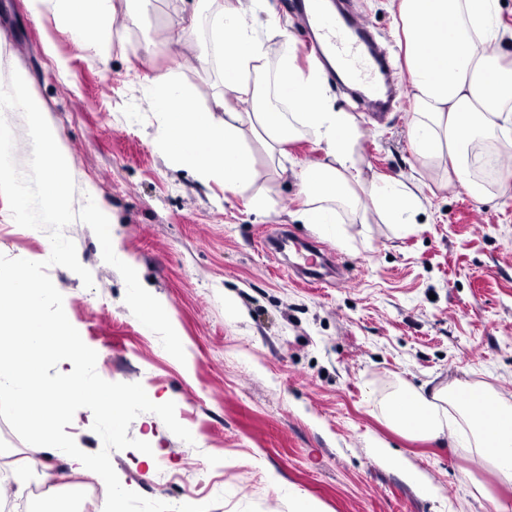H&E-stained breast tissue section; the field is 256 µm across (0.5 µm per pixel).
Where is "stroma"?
Masks as SVG:
<instances>
[{
	"label": "stroma",
	"mask_w": 512,
	"mask_h": 512,
	"mask_svg": "<svg viewBox=\"0 0 512 512\" xmlns=\"http://www.w3.org/2000/svg\"><path fill=\"white\" fill-rule=\"evenodd\" d=\"M287 0H264L255 26L275 76L285 50L309 70L306 25ZM362 22L386 44L394 82L406 83L390 0H355ZM112 54L101 62L74 42L63 19L32 15L27 0H0V85L11 70L27 78L71 158L75 207H104L124 262L159 298L180 337L178 361L124 302L119 272L102 259L92 229H65L93 288L62 266L48 274L83 341L97 350L109 382L141 383L156 403L176 405L192 442L155 414L131 423L129 437L151 454L111 453L121 484L178 505L212 503L211 512H293L303 497L316 512H495L512 501L490 468L449 441L405 437L381 400L409 385L432 391L454 381L493 390L512 403V184L486 199L448 185L446 169L418 155L409 135L412 101L373 118L345 85L326 77L336 109L364 136L357 169L364 188L380 178L420 185L419 220L384 223L341 210L334 233L302 223L306 198L294 170L322 162L311 135L283 146L281 160L247 136L256 179L243 191L197 180L161 146L162 115L149 105L150 79L171 72L188 112L212 108L224 92L211 0H112ZM183 33V44L171 37ZM267 207L257 211L254 199ZM310 241L339 274L305 279L294 251L273 238ZM45 231L17 225L0 196V254L46 260ZM397 450L433 487L422 493L402 470L371 455L373 441ZM0 458L16 471L34 465L55 476L51 495L73 512H99L81 493L92 476L69 470L64 452L32 447L0 418ZM483 482L492 498L479 495Z\"/></svg>",
	"instance_id": "1"
}]
</instances>
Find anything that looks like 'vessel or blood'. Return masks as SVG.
<instances>
[{
    "label": "vessel or blood",
    "instance_id": "1",
    "mask_svg": "<svg viewBox=\"0 0 512 512\" xmlns=\"http://www.w3.org/2000/svg\"><path fill=\"white\" fill-rule=\"evenodd\" d=\"M292 6L307 23L308 53L320 60L333 56L339 70L363 83L372 111L391 109L399 90L390 78V59L372 32L349 12L326 8L318 0H292Z\"/></svg>",
    "mask_w": 512,
    "mask_h": 512
}]
</instances>
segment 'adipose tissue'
<instances>
[{
  "label": "adipose tissue",
  "mask_w": 512,
  "mask_h": 512,
  "mask_svg": "<svg viewBox=\"0 0 512 512\" xmlns=\"http://www.w3.org/2000/svg\"><path fill=\"white\" fill-rule=\"evenodd\" d=\"M112 0H28L33 14L62 17L74 40L86 26L102 25L91 50L109 60L112 52ZM262 0H237L213 20L216 42L224 59V93L210 112H184L182 94L172 74L153 80L151 103L168 125L163 146L176 161L188 165L197 179L219 181L227 192L247 187L256 177L253 157L243 138L252 122L261 129L269 153L296 134L311 135L325 161L298 174L309 205L301 213L307 224L336 223L339 210L362 208L356 187V154L363 132L354 118L331 107L323 95V72L302 71L285 56L276 75L288 93L281 112L262 104L256 81L266 69L264 46L247 13ZM401 22L397 45L402 51L414 99L410 130L421 157L448 169V184L474 198L486 197L473 148L490 143L496 152L512 151V58L498 21V0H391ZM260 102L256 112L242 111L246 101ZM372 204L392 223H411L423 205L415 189L400 179L374 186ZM386 418L402 432L428 440H451L469 448L491 465L497 481L512 486V406L497 401L483 410L455 403L451 387L425 395L404 387L381 406Z\"/></svg>",
  "instance_id": "obj_1"
}]
</instances>
